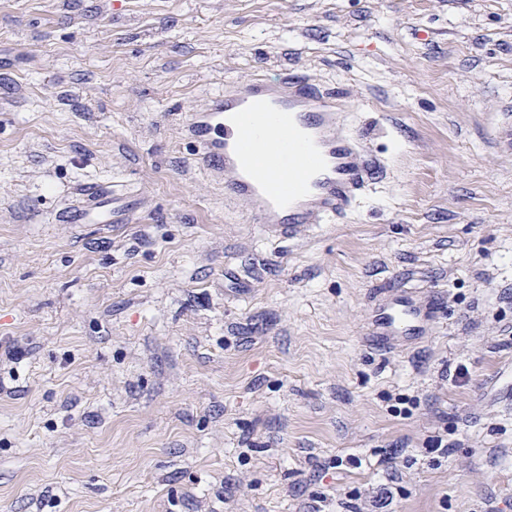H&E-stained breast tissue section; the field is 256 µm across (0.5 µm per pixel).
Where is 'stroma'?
<instances>
[{
  "label": "stroma",
  "mask_w": 512,
  "mask_h": 512,
  "mask_svg": "<svg viewBox=\"0 0 512 512\" xmlns=\"http://www.w3.org/2000/svg\"><path fill=\"white\" fill-rule=\"evenodd\" d=\"M260 74L383 163L284 240L184 136ZM511 106L512 0H0V512H512ZM83 202L62 210L56 221L62 224H112L117 212L113 204L122 196L112 184L90 183L79 190ZM431 309L418 304L412 296H403L377 314L370 336L383 347L389 346L397 336H422L432 319Z\"/></svg>",
  "instance_id": "35a3bbf8"
}]
</instances>
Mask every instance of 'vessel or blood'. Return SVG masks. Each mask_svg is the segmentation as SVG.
<instances>
[{
    "mask_svg": "<svg viewBox=\"0 0 512 512\" xmlns=\"http://www.w3.org/2000/svg\"><path fill=\"white\" fill-rule=\"evenodd\" d=\"M339 109L337 95L305 80L258 76L236 93L211 95L184 132L197 165L223 181L225 194L244 201L269 237L290 238L344 215L376 174L342 128ZM79 194L81 203L62 210L58 222H115L119 190L90 183ZM431 319L429 306L405 296L377 314L371 334L386 347L398 336L424 335Z\"/></svg>",
    "mask_w": 512,
    "mask_h": 512,
    "instance_id": "b4317fda",
    "label": "vessel or blood"
}]
</instances>
